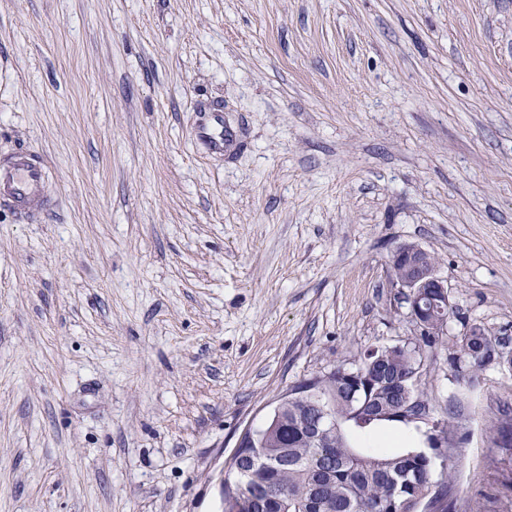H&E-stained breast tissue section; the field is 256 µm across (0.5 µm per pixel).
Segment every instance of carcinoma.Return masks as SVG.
Returning a JSON list of instances; mask_svg holds the SVG:
<instances>
[{"label": "carcinoma", "mask_w": 512, "mask_h": 512, "mask_svg": "<svg viewBox=\"0 0 512 512\" xmlns=\"http://www.w3.org/2000/svg\"><path fill=\"white\" fill-rule=\"evenodd\" d=\"M470 330L468 347L475 351L499 344L479 324ZM423 358L421 347L376 346L349 367L301 381L292 390L317 385L330 405V436L320 444L314 434L296 430L315 408L304 395L290 397L274 412L277 428L256 432V447L236 449L224 482L242 469L249 472L244 493L261 500L267 489L278 491L262 512H448L453 483L448 421H429L428 453L419 448H358L351 441L353 431L419 428L418 422L400 417L399 381L422 377ZM437 464L441 480L434 484Z\"/></svg>", "instance_id": "obj_1"}]
</instances>
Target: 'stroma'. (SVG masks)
Segmentation results:
<instances>
[{
    "instance_id": "35a3bbf8",
    "label": "stroma",
    "mask_w": 512,
    "mask_h": 512,
    "mask_svg": "<svg viewBox=\"0 0 512 512\" xmlns=\"http://www.w3.org/2000/svg\"><path fill=\"white\" fill-rule=\"evenodd\" d=\"M217 105L234 140L194 139ZM0 512H223L289 388L416 340L388 266L434 256L454 315L423 388L452 512H512V0H0ZM48 168L37 155L17 150L0 158V204L31 220L42 211Z\"/></svg>"
}]
</instances>
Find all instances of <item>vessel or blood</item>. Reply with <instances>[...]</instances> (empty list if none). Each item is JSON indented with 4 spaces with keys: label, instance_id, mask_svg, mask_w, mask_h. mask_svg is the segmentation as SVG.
I'll list each match as a JSON object with an SVG mask.
<instances>
[{
    "label": "vessel or blood",
    "instance_id": "vessel-or-blood-1",
    "mask_svg": "<svg viewBox=\"0 0 512 512\" xmlns=\"http://www.w3.org/2000/svg\"><path fill=\"white\" fill-rule=\"evenodd\" d=\"M196 136L209 150L223 152L229 134L219 108L209 109ZM47 182L48 169L39 156L18 150L0 158V205L10 208L20 218L30 220L40 212Z\"/></svg>",
    "mask_w": 512,
    "mask_h": 512
}]
</instances>
